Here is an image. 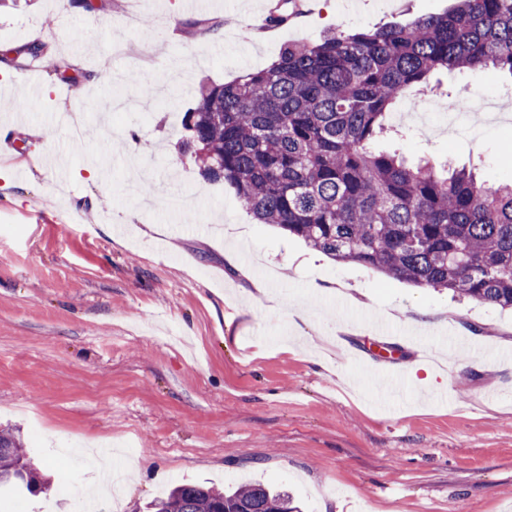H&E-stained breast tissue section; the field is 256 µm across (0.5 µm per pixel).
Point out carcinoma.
<instances>
[{
    "label": "carcinoma",
    "instance_id": "carcinoma-1",
    "mask_svg": "<svg viewBox=\"0 0 512 512\" xmlns=\"http://www.w3.org/2000/svg\"><path fill=\"white\" fill-rule=\"evenodd\" d=\"M280 0L269 22L288 21ZM60 81L88 80L49 59ZM492 68L512 76V0H457L407 25L290 44L270 67L206 82L183 116L179 151L199 176L227 183L245 210L340 262L502 309H512V181L487 187L466 168L409 163L376 151L388 108L440 71ZM40 469L0 428V490L35 493ZM152 512H301L285 490L183 483Z\"/></svg>",
    "mask_w": 512,
    "mask_h": 512
}]
</instances>
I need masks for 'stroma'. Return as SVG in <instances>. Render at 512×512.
<instances>
[{"label":"stroma","mask_w":512,"mask_h":512,"mask_svg":"<svg viewBox=\"0 0 512 512\" xmlns=\"http://www.w3.org/2000/svg\"><path fill=\"white\" fill-rule=\"evenodd\" d=\"M183 2L112 0L95 15L72 0L0 7V127L18 144L0 161L12 171L0 187V427L18 430L48 481L0 495V512H74L73 487L96 479L79 453L99 449L119 468L145 462L120 512H143L177 482L249 478L304 512H512V310L334 261L256 223L177 149L201 82L264 69L333 27L406 24L455 0H311L266 33L250 18L267 0H232L215 31ZM132 11L153 19L144 64L108 52L118 40L137 48ZM34 40L99 81L63 99L45 74L30 94L3 51ZM133 67L154 97L136 91L107 111L110 79ZM435 80L505 110L452 135L440 87L410 88L386 124L415 101L438 110L427 129L408 126L404 156L473 168L489 186L511 177L512 75ZM71 108L84 113L79 146L61 120ZM163 191L187 212L158 204ZM147 224L156 233L143 235ZM257 284L266 298H250ZM373 315L416 325L421 341L366 366ZM417 358L434 382L409 375Z\"/></svg>","instance_id":"stroma-1"}]
</instances>
